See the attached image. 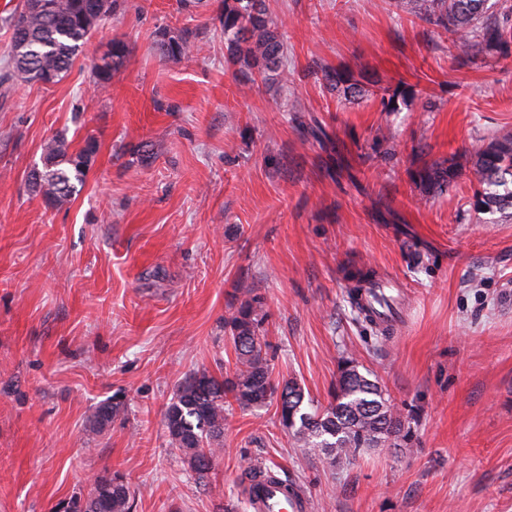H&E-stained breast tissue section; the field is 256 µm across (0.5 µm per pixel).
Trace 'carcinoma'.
Returning a JSON list of instances; mask_svg holds the SVG:
<instances>
[{
	"label": "carcinoma",
	"instance_id": "cac0c4a2",
	"mask_svg": "<svg viewBox=\"0 0 512 512\" xmlns=\"http://www.w3.org/2000/svg\"><path fill=\"white\" fill-rule=\"evenodd\" d=\"M490 0H394L396 8L437 28L451 32L460 50L478 47L507 57L512 38L505 30L484 23ZM118 0H40L37 8L24 7L5 18L12 28L8 53L10 73L4 80L54 84L70 72L93 31L105 26L119 9ZM221 24L230 61L261 73L273 72L288 81L283 67L284 46L275 19L265 0H224ZM161 56L180 62L189 58L195 44L186 36L160 32ZM126 45L112 41V62L95 66V84L103 87L112 71L122 63ZM328 80L347 93L362 92L353 74L327 73ZM97 150L88 138L74 153L64 138L54 137L44 146L42 176H31L33 187L57 204L70 198L83 184ZM479 190L473 207L482 214L512 219V133L494 138L475 154L473 161ZM462 165L425 166L417 179L427 194L443 192L459 174ZM378 279L372 268H355L345 273L347 296L357 317L375 323L372 311L361 302L364 288ZM266 313L261 298L248 296L224 319L235 354V368L220 380L206 371L196 372L179 386L167 406L164 423L170 447L178 449L183 462L199 483H207L213 461L224 445V424L235 402L243 409L261 407L279 397L278 416L291 436L293 448L302 454L318 452L323 467L335 470L351 463L365 450L381 447L408 448L411 427L391 403L387 390L370 373H362L356 359L345 358L339 366L335 387L326 405L314 404L293 380L276 383L268 358L269 342L264 336ZM124 414L121 403L104 402L92 416V430L100 433ZM130 491L124 476L114 472L94 480L86 498L76 497L68 512H131Z\"/></svg>",
	"mask_w": 512,
	"mask_h": 512
}]
</instances>
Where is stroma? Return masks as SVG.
Here are the masks:
<instances>
[{"instance_id": "stroma-1", "label": "stroma", "mask_w": 512, "mask_h": 512, "mask_svg": "<svg viewBox=\"0 0 512 512\" xmlns=\"http://www.w3.org/2000/svg\"><path fill=\"white\" fill-rule=\"evenodd\" d=\"M287 82L225 61L223 0H126L61 81L0 84V512H66L121 471L131 512H239L250 467L308 491L310 512H512V220L476 213L475 169L429 195L417 172L512 132V55L463 54L388 0H266ZM190 34L164 60L160 31ZM127 54L106 87L92 66ZM399 91L350 96L323 70ZM95 138L77 192L32 190L50 139ZM397 278L389 337L356 321L345 272ZM260 296L274 381L327 403L355 357L411 417L414 448L339 469L295 453L277 406L234 408L199 486L164 413L198 371L232 373L224 320ZM124 416L88 419L112 398ZM159 49L161 56L169 61L180 62L188 59L196 45L186 36H170L167 31L160 32ZM125 54V43L121 40H113L112 45L108 47L107 52L102 56L100 64L102 65L104 62H108L110 59V55H112V62L110 64H106L105 66H100V64H97L95 66L94 83L97 86L104 87L105 84L109 83L112 80V71L116 70L123 63Z\"/></svg>"}]
</instances>
